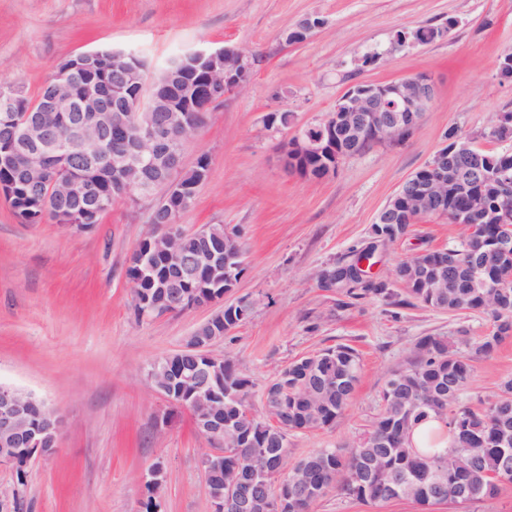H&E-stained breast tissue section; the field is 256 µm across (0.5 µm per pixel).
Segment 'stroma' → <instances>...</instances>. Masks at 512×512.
I'll return each instance as SVG.
<instances>
[{"label":"stroma","mask_w":512,"mask_h":512,"mask_svg":"<svg viewBox=\"0 0 512 512\" xmlns=\"http://www.w3.org/2000/svg\"><path fill=\"white\" fill-rule=\"evenodd\" d=\"M307 15L323 26L304 43H286L284 32ZM444 25L448 34L433 42L391 47L399 30ZM227 45L249 59L251 79L213 104L190 140L186 165L208 156L210 177L178 218L188 232L238 229L245 243L247 270L235 294L254 308L213 351L249 376L257 412L267 383L299 356L346 344L362 365L355 400L335 426L289 434L293 463L365 433L389 371L421 337L464 331L476 341L493 329L488 313L451 315L408 298L393 275L419 251L460 241L461 225L443 218L419 219L378 247L372 277L387 294L348 298L321 287L318 276L372 244L379 211L448 144L449 132L512 150V140L484 137L494 116L512 112V80L497 69L512 52V0H0V85L32 99L62 61L83 51H131L155 75L173 58ZM374 52L380 60L363 67ZM420 74L434 81L436 98L405 142L372 145L319 180L284 169L281 151L295 129L329 114L349 87ZM276 108L290 112L289 127L268 125ZM149 210V201L119 198L90 226L24 224L0 196V383L34 393L62 419L58 454L31 463L25 483L0 466V496L18 495L20 512H136L158 462L160 512H209L201 459L213 447L190 412L147 379L209 312L136 318L126 268L151 230ZM510 378L512 338L477 360L460 405L479 407ZM314 512L421 509L332 491Z\"/></svg>","instance_id":"stroma-1"}]
</instances>
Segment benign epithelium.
<instances>
[{"label": "benign epithelium", "mask_w": 512, "mask_h": 512, "mask_svg": "<svg viewBox=\"0 0 512 512\" xmlns=\"http://www.w3.org/2000/svg\"><path fill=\"white\" fill-rule=\"evenodd\" d=\"M318 18L305 16L284 33L289 43H303L320 27ZM251 76V64L245 54L233 47L202 50L178 58L177 62L152 76L131 51H123L103 62V53H82L57 69L53 86L34 112L23 113L16 127L17 139L0 154V168L22 174L30 183L44 182L51 168L67 166L76 158L96 165L103 161L112 171V189L133 201L151 198L152 189H161L166 196L155 205L154 212L166 214L164 236L154 240L166 243L185 235L178 216L190 207V198L209 177V165L194 164L197 183L181 184L180 172L184 151L191 137L205 124L210 107L227 95L244 87ZM432 79L417 75L383 84L360 82L353 85L336 103L332 113L314 128H299L293 138L301 152H313L328 157V173H333L341 160L362 153L367 140L400 142L419 126L423 115L435 100ZM0 109L3 119L16 121L18 111L13 90L0 87ZM175 112H195L194 120L181 117L171 120ZM63 114L71 121L74 135L67 142L55 139L49 121ZM139 134L105 147L106 133L122 127L126 116ZM425 173L413 174L378 213L377 224H407L441 204L448 191L465 198L474 213L481 212L492 219L496 213L507 212L512 219V175L505 164H494L473 146L467 137H460L451 146L438 149L423 167ZM498 176L497 212L486 206L477 188L489 174ZM49 195L57 207L59 224H96L98 217L112 207L113 196L97 179H54L49 182ZM150 238L136 248L138 266L143 278H154V261L163 256L166 273L159 289L135 299L136 311L148 314H170L187 310L184 287L195 279L203 263L191 256H172L168 247L153 246ZM236 261L242 270L240 247L226 254L209 255L211 265L220 267L224 259ZM423 281L432 285L445 284L448 270L443 266L426 265L421 269ZM233 289L218 284L198 296L192 307L220 308L202 326L224 321V312L238 314L243 320L251 313L253 302L246 297L233 301L227 296ZM218 337L207 339L190 336L185 343V355L197 361L190 369H181L176 379L182 381L197 432L208 437L216 446L230 441L224 425L210 419L208 405L222 398L224 389L214 376V368L223 357L213 352ZM61 418L56 411L31 393L0 384V465L26 472L29 464L46 459L59 450L57 434ZM211 512H224V498L234 502L236 512H252L261 502L269 512H282V497L271 498L266 474L250 468L240 469L229 485L211 482V477L224 470V457L212 453L202 460Z\"/></svg>", "instance_id": "benign-epithelium-1"}]
</instances>
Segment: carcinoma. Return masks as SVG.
Returning <instances> with one entry per match:
<instances>
[{
  "label": "carcinoma",
  "mask_w": 512,
  "mask_h": 512,
  "mask_svg": "<svg viewBox=\"0 0 512 512\" xmlns=\"http://www.w3.org/2000/svg\"><path fill=\"white\" fill-rule=\"evenodd\" d=\"M43 189L17 187L9 200L15 216L25 224H35L40 206L53 210L50 201L41 199ZM240 235L222 224L210 227L208 240L186 234L179 242L183 254L207 258V242L215 239L230 246L228 234ZM512 239L509 224H482L481 240L466 239L445 248L426 250L400 262L397 280L416 301L432 309L458 314L488 312L495 330L476 343L472 353L454 348L445 336H425L417 343L416 355L391 370L381 392L382 406L370 430L360 439L339 448H323L288 467L282 473L268 464V449L278 451L281 461L288 457V434L331 428L349 408L361 374L354 348L346 344L328 347L293 360L278 372L274 381L280 398L265 406L267 419L245 418L250 409V378L230 360H224V400L217 403L214 415L224 420V428L234 430L231 443L224 445L222 482L239 466L264 469L271 474L272 495L288 484V512H313L316 503L335 488L359 502L378 505L394 499L411 500L425 512L435 505L430 499L431 481L442 484L444 502L464 503L494 497L500 487L497 476L504 464H512V445L499 441L504 425L512 428V380L504 381L500 393L482 407L459 405L462 392L473 379V361L491 356L512 337V255L502 258L496 246L503 237ZM480 251L491 263V288H470L464 279H455L446 288H427L420 269L427 260L454 256L465 263ZM372 256L360 250L346 263L324 270L320 287L346 290L359 288L366 294H382L385 284L358 276L359 264ZM288 423L279 431L272 420ZM442 424L448 432V447L438 450L418 447L412 442L415 428L427 419Z\"/></svg>",
  "instance_id": "obj_1"
}]
</instances>
